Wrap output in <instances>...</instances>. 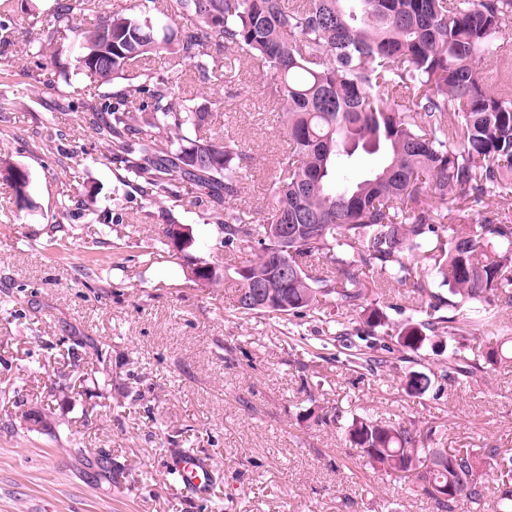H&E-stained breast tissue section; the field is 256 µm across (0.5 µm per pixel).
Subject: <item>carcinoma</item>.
I'll list each match as a JSON object with an SVG mask.
<instances>
[{
  "label": "carcinoma",
  "instance_id": "obj_1",
  "mask_svg": "<svg viewBox=\"0 0 512 512\" xmlns=\"http://www.w3.org/2000/svg\"><path fill=\"white\" fill-rule=\"evenodd\" d=\"M150 11L119 4L96 22L77 19L96 0H54L33 15L36 64L54 59L60 34L74 35V69L58 72L59 97L73 78L99 90L82 103L83 122L139 186L150 204L197 190L198 217L224 234V268L240 281L244 314L302 319L332 304L342 309L335 342L371 371L422 365L423 351L450 346L438 372L410 370L405 392L424 395L436 378L480 383L512 362L499 309L512 308V60L502 23L512 0H152ZM112 32L107 41L103 32ZM166 54V68L149 65ZM500 62L488 86L484 62ZM270 75V97L288 133L276 163L263 223L236 204L250 156L242 140L212 134L214 114L186 90L179 66L211 85L229 84L241 65ZM0 164L16 202L28 178ZM498 205L488 206L490 194ZM463 196L480 217L468 232L449 224L448 199ZM293 224L288 278L277 225ZM179 224L161 245L185 251ZM186 278L212 287L215 264L186 260ZM376 270L418 293V309L391 327L359 281ZM266 283L262 303L246 301L249 280ZM386 329L381 354L361 342ZM484 329L497 346L467 345ZM348 441L373 468L404 482L409 496L437 512L488 508L489 480L472 448L427 446L435 431L352 419ZM500 486L495 512H512V454L486 449Z\"/></svg>",
  "mask_w": 512,
  "mask_h": 512
}]
</instances>
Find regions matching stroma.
<instances>
[{
	"label": "stroma",
	"mask_w": 512,
	"mask_h": 512,
	"mask_svg": "<svg viewBox=\"0 0 512 512\" xmlns=\"http://www.w3.org/2000/svg\"><path fill=\"white\" fill-rule=\"evenodd\" d=\"M50 2L12 0L0 85L29 82L19 41L28 12ZM54 70L40 71V104L0 110V158L30 176L24 205L0 180V512H437L360 462L342 426L369 415L435 428L440 448H512V365L479 384H435L411 397L408 364L373 373L325 346L336 307L287 327L237 312L234 273L205 288L186 279L174 251L144 260L143 246L171 223L190 228V255L220 267L224 246L215 225L200 223L192 188L145 205L80 110L57 97ZM269 82L246 68L229 89L193 85L219 134L242 139L252 158L241 205L256 222L288 148ZM39 139L52 152H29ZM67 196L73 215L56 223ZM87 203L97 210L92 224ZM52 237L68 240L67 251L41 249ZM306 375L315 381L308 389ZM39 406L51 428L27 431L25 416ZM75 443L108 454L116 480L75 461ZM177 448L209 460L206 495L173 470Z\"/></svg>",
	"instance_id": "obj_1"
}]
</instances>
